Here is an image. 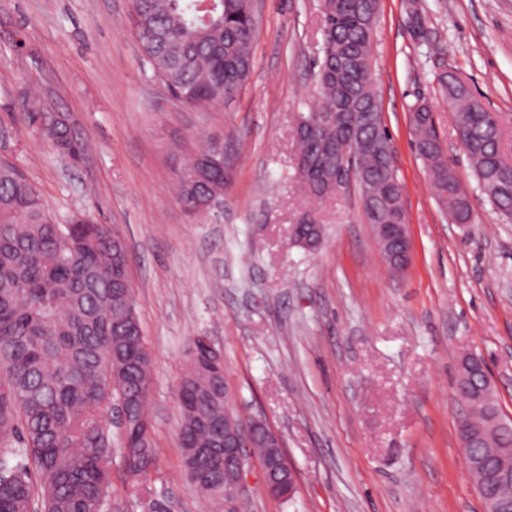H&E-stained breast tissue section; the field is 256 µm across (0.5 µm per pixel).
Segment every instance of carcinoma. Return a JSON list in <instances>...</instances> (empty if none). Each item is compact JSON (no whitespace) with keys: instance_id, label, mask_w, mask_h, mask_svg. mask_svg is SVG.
<instances>
[{"instance_id":"cac0c4a2","label":"carcinoma","mask_w":512,"mask_h":512,"mask_svg":"<svg viewBox=\"0 0 512 512\" xmlns=\"http://www.w3.org/2000/svg\"><path fill=\"white\" fill-rule=\"evenodd\" d=\"M132 0L139 51L153 77L171 96L196 110L221 107L246 85L253 69L258 31L251 0ZM378 0H325L323 43L318 66L317 111L333 112L295 141L299 156L334 172L342 159L330 150L336 138L356 151L360 197L377 200L370 224L406 219L398 175L365 151V142L387 141L375 124L380 111L372 52ZM410 19L416 34L434 48L421 11ZM435 81L463 135L479 186L495 208L512 217V156L503 141L504 117L486 107L466 79L441 71ZM25 120L51 141L58 154L84 153L60 109L29 81L17 87ZM415 149L430 174L438 201L457 224L472 223V203L457 178L436 128L432 106L418 98L409 106ZM216 137L195 151L176 146L175 199L196 212L224 198V168L207 170ZM306 194L319 203L333 191L294 171ZM315 211L299 222L290 239L316 238ZM127 249L109 227L73 213L52 216L20 171L0 161V512H103L112 487V404L124 398L127 422L121 427L126 479L136 490L147 483L155 453L148 395L151 360L136 323L133 289L127 278ZM213 353L193 341L180 381L183 464L222 445L202 429L200 417L224 423L230 410L224 378L213 373ZM512 444V424L494 431L489 447ZM471 475L484 448H464ZM214 512H224V474L193 481Z\"/></svg>"}]
</instances>
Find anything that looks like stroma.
<instances>
[{"instance_id": "35a3bbf8", "label": "stroma", "mask_w": 512, "mask_h": 512, "mask_svg": "<svg viewBox=\"0 0 512 512\" xmlns=\"http://www.w3.org/2000/svg\"><path fill=\"white\" fill-rule=\"evenodd\" d=\"M420 2L438 54L413 35L409 0H379L373 49L412 246L395 273L353 185L323 202L317 250L290 243L308 208L292 126L318 100L322 0H262L249 82L206 112L152 79L131 0H0V160L51 213L86 212L125 241L152 359L155 467L132 493L113 429L107 512H143L150 499L209 512L183 473L179 436V381L198 336L222 355L235 412L262 417L296 473L293 497L277 499L250 458L248 512H486L460 453L455 379L463 353L482 358L512 419V222L480 190L434 75L462 72L512 120V0ZM25 79L70 113L82 161L22 120ZM419 98L433 107L472 223H453L413 149ZM199 129L223 140L228 181L223 204L192 219L173 198L167 155Z\"/></svg>"}]
</instances>
